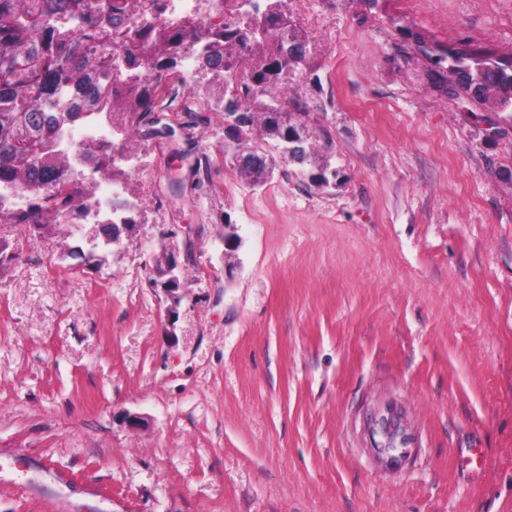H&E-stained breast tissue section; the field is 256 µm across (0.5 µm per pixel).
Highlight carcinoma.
<instances>
[{"instance_id": "1", "label": "carcinoma", "mask_w": 512, "mask_h": 512, "mask_svg": "<svg viewBox=\"0 0 512 512\" xmlns=\"http://www.w3.org/2000/svg\"><path fill=\"white\" fill-rule=\"evenodd\" d=\"M162 0H0V181L29 190L35 201L15 210L0 200V223L18 224L42 235L77 225L66 223L70 213L86 214L93 188L69 177L71 162L56 143L57 124L82 123L105 115L109 123L126 116L137 124L152 123L157 97L173 78L178 58L199 46L201 69L224 73V115L239 112L260 123L261 135L282 144L284 129L296 140L288 159L300 165L316 161L307 151L301 131L287 106L308 115L298 96L287 101L275 93L288 82L291 67L305 54L297 51L301 33L286 9V0H271L267 15L280 37L260 40L228 20L219 28L192 21L145 23L127 31L123 21L139 8L151 12ZM122 53L127 65H146L148 75L131 83L112 81L113 55ZM435 65L453 84L467 69L469 79L455 85L459 102L482 96L493 81L502 94L503 109L512 110V63L478 51L470 56L439 57Z\"/></svg>"}]
</instances>
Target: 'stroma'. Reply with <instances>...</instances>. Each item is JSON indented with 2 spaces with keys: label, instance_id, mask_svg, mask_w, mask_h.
<instances>
[{
  "label": "stroma",
  "instance_id": "obj_1",
  "mask_svg": "<svg viewBox=\"0 0 512 512\" xmlns=\"http://www.w3.org/2000/svg\"><path fill=\"white\" fill-rule=\"evenodd\" d=\"M288 14L335 182L272 140L266 181L237 169L201 69L211 111L128 130L120 245L0 224V512H512V121L416 51L512 57V0ZM391 415L413 443L387 464Z\"/></svg>",
  "mask_w": 512,
  "mask_h": 512
}]
</instances>
